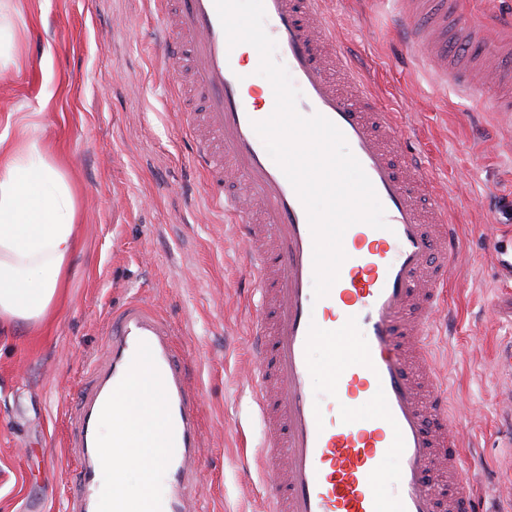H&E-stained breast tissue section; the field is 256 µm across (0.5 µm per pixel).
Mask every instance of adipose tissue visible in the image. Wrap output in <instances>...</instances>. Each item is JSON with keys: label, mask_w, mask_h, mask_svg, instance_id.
Masks as SVG:
<instances>
[{"label": "adipose tissue", "mask_w": 512, "mask_h": 512, "mask_svg": "<svg viewBox=\"0 0 512 512\" xmlns=\"http://www.w3.org/2000/svg\"><path fill=\"white\" fill-rule=\"evenodd\" d=\"M37 123V113H26L16 120L15 141L0 138V323L44 320L76 249L73 192L30 137ZM149 385L148 373L139 372L102 427V447L115 462L118 478H125L128 466L140 468L127 512H142L147 492L164 479L159 464L142 463L155 456L152 442L162 429L159 409L148 398Z\"/></svg>", "instance_id": "1"}]
</instances>
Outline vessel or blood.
<instances>
[{
  "instance_id": "obj_1",
  "label": "vessel or blood",
  "mask_w": 512,
  "mask_h": 512,
  "mask_svg": "<svg viewBox=\"0 0 512 512\" xmlns=\"http://www.w3.org/2000/svg\"><path fill=\"white\" fill-rule=\"evenodd\" d=\"M160 60L175 88L189 86L202 111L183 125L211 201L230 215L258 295L249 385L260 419L259 459L275 480L265 512H480L448 394L432 365L434 316L460 251L448 205L421 157L403 147L399 113L381 111L346 44L337 42L325 0H264L275 59L300 91L301 115L321 114L342 131L385 210L387 229L359 222L328 295L313 293V237L306 210L252 124L275 105L271 85L249 88L241 47H228L214 0H160ZM410 45L442 80L472 93L442 27H412ZM237 190L224 191L225 181ZM333 357L317 364L313 347ZM150 373L165 419L166 485L149 512H200L196 457L203 427L175 330L132 300L112 314L100 357L89 362L68 413L67 446L78 461L67 512H125L106 483L100 427L135 370ZM324 378L326 394L313 389ZM501 414L512 421V349L500 359ZM395 470H387L388 459ZM390 494H383V486Z\"/></svg>"
}]
</instances>
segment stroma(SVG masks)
<instances>
[{"label": "stroma", "mask_w": 512, "mask_h": 512, "mask_svg": "<svg viewBox=\"0 0 512 512\" xmlns=\"http://www.w3.org/2000/svg\"><path fill=\"white\" fill-rule=\"evenodd\" d=\"M486 38L449 25L470 58H492L512 0H457ZM382 109L401 113L451 219L460 261L452 317L433 327V360L474 463L480 494L512 499V428L500 423L497 351L512 344V122L488 97L442 84L407 53L385 0H326ZM154 0H0V137L9 113L35 112L31 136L71 186L78 249L47 318L0 334V512H63L78 472L63 446L85 365L112 310L136 298L172 323L203 415L198 494L207 512H264L269 478L247 383L257 314L245 249L193 164L189 135L154 42Z\"/></svg>", "instance_id": "35a3bbf8"}]
</instances>
